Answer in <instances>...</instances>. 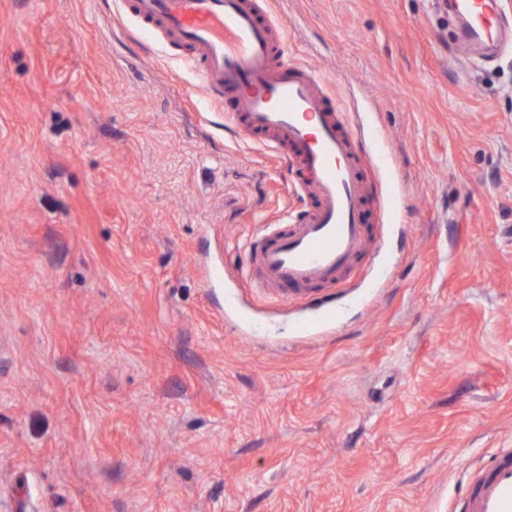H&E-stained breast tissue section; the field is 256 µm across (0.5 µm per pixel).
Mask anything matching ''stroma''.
<instances>
[{"mask_svg": "<svg viewBox=\"0 0 512 512\" xmlns=\"http://www.w3.org/2000/svg\"><path fill=\"white\" fill-rule=\"evenodd\" d=\"M269 15L395 160L390 273L332 313L209 286L305 201L184 50L117 0H0V512H448L512 448V55L461 56L446 0Z\"/></svg>", "mask_w": 512, "mask_h": 512, "instance_id": "35a3bbf8", "label": "stroma"}]
</instances>
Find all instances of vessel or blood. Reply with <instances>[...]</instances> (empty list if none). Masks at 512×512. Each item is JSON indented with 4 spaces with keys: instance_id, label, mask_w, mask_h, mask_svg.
<instances>
[{
    "instance_id": "obj_1",
    "label": "vessel or blood",
    "mask_w": 512,
    "mask_h": 512,
    "mask_svg": "<svg viewBox=\"0 0 512 512\" xmlns=\"http://www.w3.org/2000/svg\"><path fill=\"white\" fill-rule=\"evenodd\" d=\"M142 33L185 49L196 85L215 105L232 101L227 122L242 133L267 134L304 179L308 206L283 223L265 225L250 245L246 279L263 291L330 310L335 291L377 242L366 222L370 186L363 169L387 159L362 151L360 133L330 108L326 81L288 58L286 28H273L265 0H124ZM463 18L462 53L495 45L506 16L497 0H450ZM463 512H512V449L493 454L463 500Z\"/></svg>"
}]
</instances>
